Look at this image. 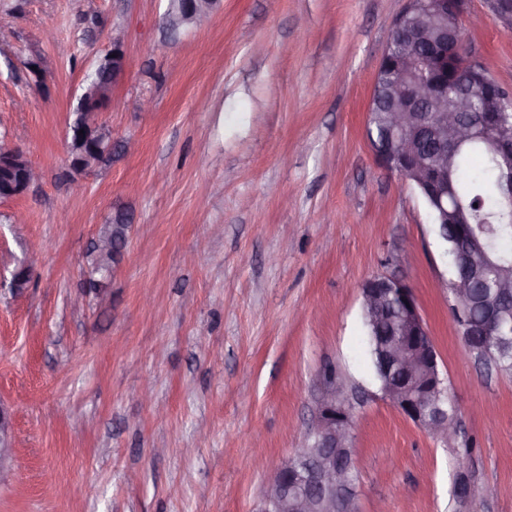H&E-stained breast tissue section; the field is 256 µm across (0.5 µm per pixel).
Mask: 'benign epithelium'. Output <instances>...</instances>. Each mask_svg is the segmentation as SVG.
I'll list each match as a JSON object with an SVG mask.
<instances>
[{
  "instance_id": "benign-epithelium-1",
  "label": "benign epithelium",
  "mask_w": 512,
  "mask_h": 512,
  "mask_svg": "<svg viewBox=\"0 0 512 512\" xmlns=\"http://www.w3.org/2000/svg\"><path fill=\"white\" fill-rule=\"evenodd\" d=\"M219 0H170L166 24L176 28L199 21ZM467 0H405V7L390 29L389 43L400 47L393 72L377 71L383 83L386 103L384 137L372 148L379 165L410 182L426 204L438 231H448V156L476 135L494 141L499 154L512 159V136L500 133L505 101L512 92L495 80L483 85L491 99L477 119L469 121L468 89L484 66L474 59L462 39L453 34L437 35L430 18L439 15L460 19ZM20 164V192H26L39 177V171L24 157L19 146L0 140V166ZM93 251L100 256L99 268L111 274L124 250L112 242V236L99 226ZM31 282L30 266L12 273L11 288L21 294ZM404 299L396 326L385 336L386 362L391 382L380 391L381 398L418 427L445 442L456 439L458 425L448 416L426 409L415 396L416 384L410 382L419 371L430 369L434 386L445 384L439 371L435 344L409 345L406 336H430L420 314L413 289L392 274L368 280L362 295L386 317L390 294ZM499 331L496 318L487 313L467 319L460 330L461 339L494 336ZM350 398L343 381L330 378L317 405L316 419L298 443L294 454L317 451L311 468L300 473L288 461L278 465L262 491L258 512H356L357 501L342 496L345 471L336 457L337 446L352 439ZM14 461L12 415L0 404V476Z\"/></svg>"
}]
</instances>
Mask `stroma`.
<instances>
[{"label": "stroma", "instance_id": "1", "mask_svg": "<svg viewBox=\"0 0 512 512\" xmlns=\"http://www.w3.org/2000/svg\"><path fill=\"white\" fill-rule=\"evenodd\" d=\"M0 0V135L41 180L0 201V402L15 461L0 512H257L310 429L327 367L353 388L361 512H512V374L476 362L451 311V259L415 188L365 134L403 0ZM491 0L460 21L512 90ZM124 34L100 120L112 159L70 181L84 77ZM134 232L105 296L85 286L100 225ZM34 260L13 294L12 272ZM413 289L455 401L444 443L379 398L361 288ZM153 398L137 397L143 380ZM480 495L458 504L456 448ZM170 7L165 15L166 24L169 28L188 23H196L210 10L213 9L219 0H169ZM109 40L110 42H112V52H109V54H105L101 58L100 65L104 69V71H109L112 73V81L107 84H115L124 75L126 70L124 39L120 33L112 31ZM116 48H118L121 51L122 55L116 53ZM112 54H115V57H112ZM112 58H114V60L118 61L120 64L116 71H113L112 69Z\"/></svg>", "mask_w": 512, "mask_h": 512}]
</instances>
